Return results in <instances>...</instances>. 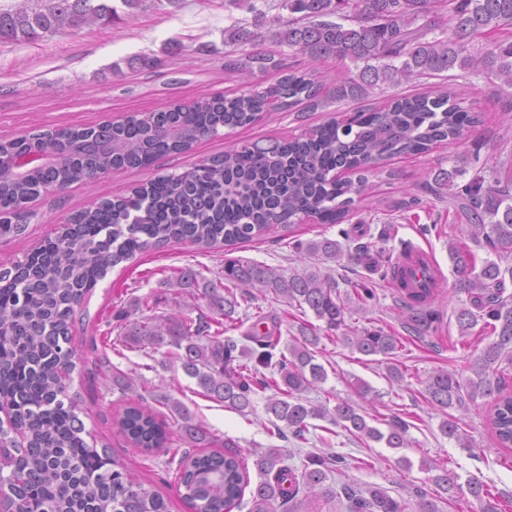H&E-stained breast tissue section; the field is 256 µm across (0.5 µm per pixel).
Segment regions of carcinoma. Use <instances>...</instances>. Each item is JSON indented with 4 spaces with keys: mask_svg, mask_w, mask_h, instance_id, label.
Returning <instances> with one entry per match:
<instances>
[{
    "mask_svg": "<svg viewBox=\"0 0 512 512\" xmlns=\"http://www.w3.org/2000/svg\"><path fill=\"white\" fill-rule=\"evenodd\" d=\"M229 9H247L253 21L234 18L224 27V45L254 44L258 29L270 26V38L281 51L263 50L224 55V69L237 75L245 89L236 96L202 97L192 106L174 103L149 115L133 113L123 121L62 128L25 138L0 140V164L37 147L56 159L14 178H0V215L13 213L49 185L96 183L124 169H146L162 154L188 152L203 137L223 128L244 127L262 112L299 105L313 110L342 100L366 101L402 82L471 75L496 79L512 89V40L497 35L512 30V0H278L288 11L267 18L248 0H225ZM114 11L107 0H27L14 11H0V41H37L64 28L80 29ZM255 30H250L249 26ZM309 61L332 59L341 65L332 87L314 69L288 63V53ZM277 75L264 87L255 72ZM453 85L427 94L393 95L380 106L333 118L298 137L245 143L224 155L201 161L182 173L157 176L124 195L104 197L95 206L72 214L54 235L23 259L0 265V404L11 413L0 423V447L13 449L10 473L0 472V497L18 512H169L165 499L140 482L128 467L117 464L107 448L89 444L79 417L80 394L70 392L66 378L80 357L71 346L76 315L85 298L112 267L149 249L171 242L210 247L250 242L275 226L290 228L313 218L339 224L355 199L362 198L368 176L394 156L421 154L434 145L456 142L478 121L460 105ZM351 172L357 179L344 178ZM467 170L441 169L424 191L454 210L467 239L490 254L477 263L470 246L448 244L454 291L467 295L456 311L458 334L469 338L478 324L495 340L485 345L464 374L439 370L426 381L428 401L442 412L465 409L479 398L494 402L488 421L497 445L512 448V393L506 380L512 367V167L488 166L461 185ZM296 250L320 261L359 260L370 245L355 249L322 238L298 244ZM389 282L401 295L402 323L414 332L436 330L440 313L436 295L409 287L403 272L390 268ZM352 292L340 293L335 277L315 265L288 275L282 270L243 259H227L217 276L206 278L182 267L160 281L177 312L158 313L160 297L135 298L126 313L128 324L112 337L110 323L100 331L104 345L116 349L167 355L195 380L201 393L242 416L253 410L258 390H273L266 412L285 424L292 436L306 439L309 420L322 419L359 439L385 441L389 448L410 445V424L398 414L385 419L382 432L370 425L351 399L332 408L314 404L304 393L327 378L316 362L321 335L347 326L346 315L366 309L373 290L351 279ZM285 300L320 324L305 321L288 347L276 354L281 323L261 306L253 323L243 328L241 304L258 298ZM241 332L240 339L228 336ZM343 338L364 356H391L400 338L391 329H349ZM139 376L112 372V390L130 398L116 424L135 447L147 452L173 448L178 437L189 448H210L215 434L171 393L149 391L165 407L166 422L139 392ZM440 431L463 448L469 441L449 416ZM223 452L185 451L178 461V487L193 512H231L251 488L249 512H314L309 504L334 499L328 482L330 461L345 458L309 454L301 466L286 464L281 448L253 452L260 480L250 487L248 461L235 442ZM422 470L441 490L432 497L419 487L413 503L398 501L378 487L362 492L344 484L351 512H442L439 502L466 491L479 512H502L500 501L478 477L465 484L448 465L431 459Z\"/></svg>",
    "mask_w": 512,
    "mask_h": 512,
    "instance_id": "1",
    "label": "carcinoma"
}]
</instances>
